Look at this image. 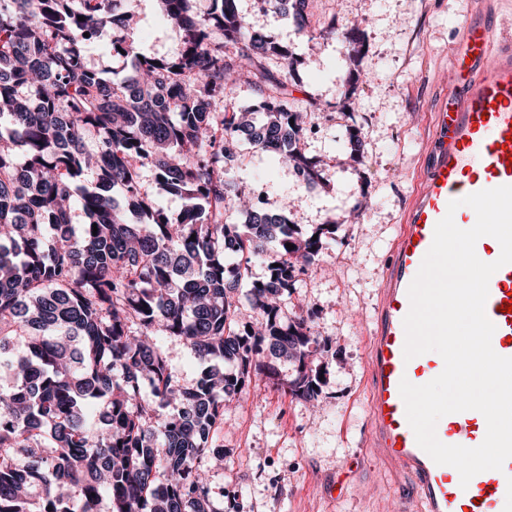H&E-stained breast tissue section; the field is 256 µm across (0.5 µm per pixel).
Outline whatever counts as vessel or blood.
<instances>
[{"mask_svg": "<svg viewBox=\"0 0 512 512\" xmlns=\"http://www.w3.org/2000/svg\"><path fill=\"white\" fill-rule=\"evenodd\" d=\"M461 30L453 81L435 112L436 155L409 206L395 243V266L380 290L381 317L370 340V421L374 447L412 479L424 512H512V459L502 470L478 473L461 486L455 468L434 463L418 446L399 390L401 380L423 385L444 368L433 351L410 360L403 356L408 289L432 245L436 223L451 200L512 185V47L496 46L494 11L465 10ZM510 304L512 264H507L492 275L485 305L495 326L492 348L504 357H512ZM486 431L484 416L475 410L445 415L436 426L442 443L469 448L479 446Z\"/></svg>", "mask_w": 512, "mask_h": 512, "instance_id": "obj_1", "label": "vessel or blood"}]
</instances>
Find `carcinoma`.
<instances>
[{
    "mask_svg": "<svg viewBox=\"0 0 512 512\" xmlns=\"http://www.w3.org/2000/svg\"><path fill=\"white\" fill-rule=\"evenodd\" d=\"M157 2L182 33L172 60L139 52L124 0H0V369L13 375L0 391V512H97L104 498L108 512H216L207 473L224 449L210 434L263 367L256 357L267 349L294 366L290 379L271 370L283 394L320 393L316 353L329 339L311 331L313 310L284 322L280 303L336 222L305 232L249 205L247 223L224 221L240 201L226 171L242 134L302 181L318 176L300 147L303 110L268 65L291 68L294 53L235 0H212L203 16L193 0ZM264 2L311 27L309 0ZM342 38L336 108L351 112L363 37ZM95 46L130 60V73L105 78ZM243 76L259 93L244 109L232 97ZM338 149L362 158L360 131L347 128ZM145 166L179 213L143 193ZM268 256L265 277H252V260ZM160 332L224 371L185 386Z\"/></svg>",
    "mask_w": 512,
    "mask_h": 512,
    "instance_id": "cac0c4a2",
    "label": "carcinoma"
}]
</instances>
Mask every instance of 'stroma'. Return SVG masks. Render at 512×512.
Instances as JSON below:
<instances>
[{
	"instance_id": "1",
	"label": "stroma",
	"mask_w": 512,
	"mask_h": 512,
	"mask_svg": "<svg viewBox=\"0 0 512 512\" xmlns=\"http://www.w3.org/2000/svg\"><path fill=\"white\" fill-rule=\"evenodd\" d=\"M237 6L255 29L297 54L301 83L292 96L298 104L335 101L337 41L300 35L287 16L259 11L254 0H237ZM465 6V0H312V24L332 22L340 31L354 26L363 35L361 67L371 79L355 86L353 116L365 142L362 158L337 150L345 125L326 109L307 118L305 152L319 162L312 184L291 166L273 165L248 141L238 143L232 174L254 206L286 208L294 224L333 221L338 230L281 307L290 319L310 308L318 312L313 329L331 340L317 356L325 371L322 393L312 402L296 400L256 371L247 394L226 402L213 437L224 462L210 477L220 512L232 499L239 512H394L410 493L408 476L372 445L369 341L404 211L433 159V114L448 94L450 52ZM130 7L142 52L176 57L181 34L164 20L157 0H130ZM361 191L368 207L352 223L348 216Z\"/></svg>"
}]
</instances>
